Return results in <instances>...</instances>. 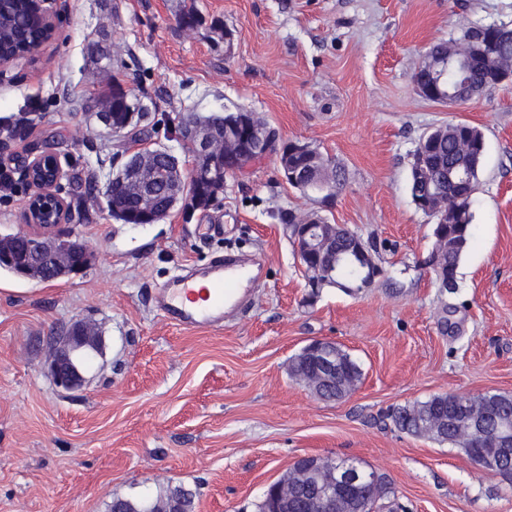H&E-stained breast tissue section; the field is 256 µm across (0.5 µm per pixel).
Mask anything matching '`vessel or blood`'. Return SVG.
Masks as SVG:
<instances>
[{"label": "vessel or blood", "mask_w": 512, "mask_h": 512, "mask_svg": "<svg viewBox=\"0 0 512 512\" xmlns=\"http://www.w3.org/2000/svg\"><path fill=\"white\" fill-rule=\"evenodd\" d=\"M244 276L235 259L211 263L204 277H175L159 293V307L178 324L211 325L222 319L225 307L236 304Z\"/></svg>", "instance_id": "b4317fda"}]
</instances>
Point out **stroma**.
Here are the masks:
<instances>
[{
    "instance_id": "obj_1",
    "label": "stroma",
    "mask_w": 512,
    "mask_h": 512,
    "mask_svg": "<svg viewBox=\"0 0 512 512\" xmlns=\"http://www.w3.org/2000/svg\"><path fill=\"white\" fill-rule=\"evenodd\" d=\"M189 7L199 23L181 20ZM501 22L512 0H69L55 40L0 83V143L58 156L71 208L58 231L94 258L51 282L0 269V512H108L166 486L194 492L195 512H256L301 456L387 474L395 495L379 512H512L499 477L386 417L439 393L512 395V83L448 107L412 82L429 45ZM116 60L151 142L186 164L184 115L245 109L331 158L344 183L323 201L270 157L227 176L209 210L116 221L104 191L117 140L95 117L97 76ZM457 121L482 131L485 153L451 293L426 266L433 219L409 181L419 138ZM307 213L376 241L370 288L310 291L288 224ZM227 252L261 270L243 303L212 325L167 319L159 289ZM79 320L96 324L102 352L65 391L46 360ZM315 339L362 370L342 400L289 375Z\"/></svg>"
}]
</instances>
